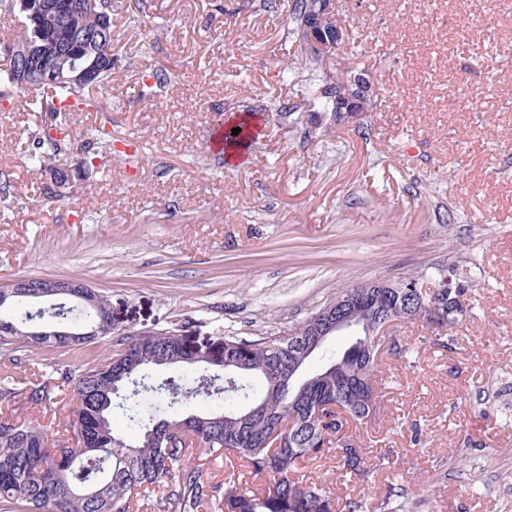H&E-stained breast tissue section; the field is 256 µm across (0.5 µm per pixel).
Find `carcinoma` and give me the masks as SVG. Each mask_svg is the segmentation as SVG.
Instances as JSON below:
<instances>
[{"mask_svg": "<svg viewBox=\"0 0 512 512\" xmlns=\"http://www.w3.org/2000/svg\"><path fill=\"white\" fill-rule=\"evenodd\" d=\"M315 0H292L288 5L289 34L298 36V27L313 8ZM35 0H0V16L24 9L34 11ZM112 0H99V14L84 17L81 28H105L103 41L88 46L76 28L59 22L41 26L26 21L15 36L29 42L33 53L24 68L6 70L8 83L25 90L23 83L40 91L31 103L39 114V129L27 134V160L31 168L49 174L51 181L67 177L65 169L54 164L57 158L78 145L86 169H96L112 153V135L95 126L77 135L71 129V114L88 111L91 94L112 82ZM58 53V69L97 60L92 82L73 84L67 80L45 82L40 76L41 55ZM447 276V267L433 273L411 274L406 279L413 288H393L391 281L365 284L372 310L365 319L420 320L440 328L454 324L458 316L439 321L426 307L429 290ZM87 305L76 300L52 302L45 297L18 295L8 309L0 307V325L18 323L32 308L47 306L62 310L73 336H2L1 347H35L55 344L60 347L92 343L94 336H79L87 324L98 321L108 299L96 294ZM316 313L279 336L257 339L230 337L215 348L193 346L173 331L134 334L124 339L123 348L101 364L77 370L68 366L56 369L59 380L71 386L73 407L67 425L76 447L55 450L47 446L44 427L26 422H0V506L3 512L20 508L23 512H134V501L156 496L168 512H197L205 503L218 512H366L358 499L334 497L318 482L304 480L306 464L334 459L347 481H363L374 464L361 442L350 435V428L368 422L377 409L376 347L385 341L360 325L344 347L324 358L318 370L308 374L312 356L299 360L297 340L316 334ZM213 372L205 386L189 391L190 396L224 395V410L181 416L177 407L185 394L172 378L152 380L147 371L189 363ZM236 362L233 375L240 388L221 385L224 362ZM261 385L257 412L243 410L252 398L251 381ZM24 396L42 403L50 397L47 385L16 388L10 375L0 378V400ZM159 398L158 409L142 413V399ZM121 415L132 436L114 429ZM344 430L338 439L324 435L326 424ZM291 422V429L279 432V447L269 437L276 428ZM224 456L239 470L232 471L224 483L203 478L198 467L187 462L193 448Z\"/></svg>", "mask_w": 512, "mask_h": 512, "instance_id": "carcinoma-1", "label": "carcinoma"}]
</instances>
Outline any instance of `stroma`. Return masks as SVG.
Segmentation results:
<instances>
[{
  "label": "stroma",
  "mask_w": 512,
  "mask_h": 512,
  "mask_svg": "<svg viewBox=\"0 0 512 512\" xmlns=\"http://www.w3.org/2000/svg\"><path fill=\"white\" fill-rule=\"evenodd\" d=\"M112 82L74 129L112 132L105 166L44 202L48 176L22 150L34 91L0 81V283L75 278L112 303V334L74 348L0 351L25 359L50 398L0 401V421L69 438L71 394L55 364L116 353L129 333L173 331L198 345L276 335L337 290L455 261L466 313L443 328L399 321L380 360L379 406L357 430L396 463L347 484L335 461L305 469L342 498L404 495L407 512H512V0H338L354 41L346 67L373 94L336 124L288 36V11L260 0H147L129 25L112 0ZM172 75L149 91L145 72ZM303 109L278 113L283 104ZM260 113L241 164L208 144L225 114ZM413 348L412 358L400 354Z\"/></svg>",
  "instance_id": "35a3bbf8"
}]
</instances>
